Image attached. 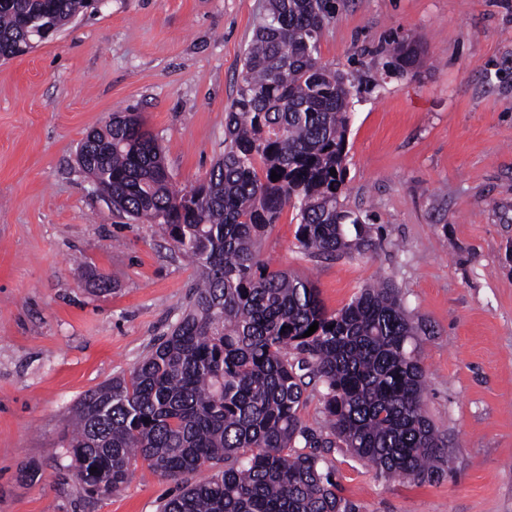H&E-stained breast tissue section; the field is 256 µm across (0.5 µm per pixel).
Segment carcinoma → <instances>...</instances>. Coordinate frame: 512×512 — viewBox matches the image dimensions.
Returning <instances> with one entry per match:
<instances>
[{
  "label": "carcinoma",
  "mask_w": 512,
  "mask_h": 512,
  "mask_svg": "<svg viewBox=\"0 0 512 512\" xmlns=\"http://www.w3.org/2000/svg\"><path fill=\"white\" fill-rule=\"evenodd\" d=\"M90 8V0H0V58ZM336 10L337 0H264L224 115V155L190 189L173 188L157 138L135 112L115 113L82 140L113 209L156 225L197 272L170 332L129 377L74 408L65 440L87 493L119 491L142 460L179 485L162 512H359L321 454L337 443L385 479L446 472L445 444L424 412L417 329L396 288L369 285L330 312L311 281L262 257L261 240L287 207L297 247L313 257L369 245L365 223L340 200L351 83L318 51ZM418 62L402 41L385 67L402 75ZM317 383L327 437L301 416ZM206 464L217 471L192 480Z\"/></svg>",
  "instance_id": "carcinoma-1"
}]
</instances>
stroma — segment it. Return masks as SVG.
Returning a JSON list of instances; mask_svg holds the SVG:
<instances>
[{"label":"stroma","mask_w":512,"mask_h":512,"mask_svg":"<svg viewBox=\"0 0 512 512\" xmlns=\"http://www.w3.org/2000/svg\"><path fill=\"white\" fill-rule=\"evenodd\" d=\"M260 0H103L0 60V512H159L175 481L138 464L88 496L61 437L76 403L129 374L189 302L196 268L117 213L77 164L86 134L140 113L176 188L224 152ZM407 75H382L394 42ZM353 84L341 199L368 248L320 260L285 209L262 241L328 311L377 280L421 332L424 409L450 450L433 482L326 453L360 512H512V0H344L320 39ZM106 290H99L98 280ZM385 67L387 71L398 72L403 75L412 71L419 62L418 50L411 44L404 41L397 42Z\"/></svg>","instance_id":"obj_1"}]
</instances>
